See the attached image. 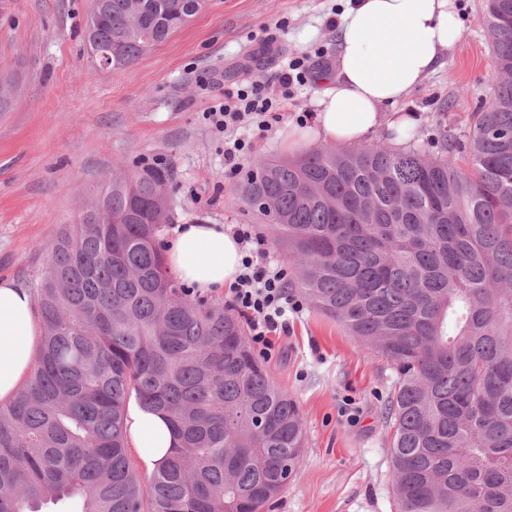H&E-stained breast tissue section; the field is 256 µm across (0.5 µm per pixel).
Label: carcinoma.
Returning <instances> with one entry per match:
<instances>
[{
    "mask_svg": "<svg viewBox=\"0 0 512 512\" xmlns=\"http://www.w3.org/2000/svg\"><path fill=\"white\" fill-rule=\"evenodd\" d=\"M205 0H91L87 41L135 62ZM490 105L441 156L327 145L246 172L289 286L397 377L386 407L397 512H512V0H487ZM169 172L112 176L56 236L34 286L43 336L0 404V512H264L301 463L296 401L224 301L171 278ZM176 446L141 479L126 403Z\"/></svg>",
    "mask_w": 512,
    "mask_h": 512,
    "instance_id": "cac0c4a2",
    "label": "carcinoma"
}]
</instances>
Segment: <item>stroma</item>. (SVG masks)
<instances>
[{
    "label": "stroma",
    "mask_w": 512,
    "mask_h": 512,
    "mask_svg": "<svg viewBox=\"0 0 512 512\" xmlns=\"http://www.w3.org/2000/svg\"><path fill=\"white\" fill-rule=\"evenodd\" d=\"M463 26L445 64L403 103L418 119L409 145L435 151L488 106L494 59L486 0H456ZM347 0H207L205 8L136 62L98 69L84 27L90 0H0V279L32 287L63 225L76 223L113 172L165 158L177 224L267 226L235 201L224 138L207 112L250 81L265 83L279 120L256 134L246 161L285 156L284 137L335 80ZM313 59L282 88L286 62ZM266 364L297 402L306 445L268 512H396L385 405L396 372L312 307L288 315Z\"/></svg>",
    "instance_id": "35a3bbf8"
}]
</instances>
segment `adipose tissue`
<instances>
[{
	"mask_svg": "<svg viewBox=\"0 0 512 512\" xmlns=\"http://www.w3.org/2000/svg\"><path fill=\"white\" fill-rule=\"evenodd\" d=\"M461 35L455 0H354L341 17L336 79L315 101L311 123L289 129L290 151L322 142L351 145L388 132L403 146L413 113L399 111L442 66ZM169 270L201 295L222 294L242 271L232 230L220 224H179L165 251ZM41 322L33 294L0 280V402L10 401L35 364ZM128 441L146 472L155 471L174 444L167 421L130 399Z\"/></svg>",
	"mask_w": 512,
	"mask_h": 512,
	"instance_id": "1",
	"label": "adipose tissue"
}]
</instances>
